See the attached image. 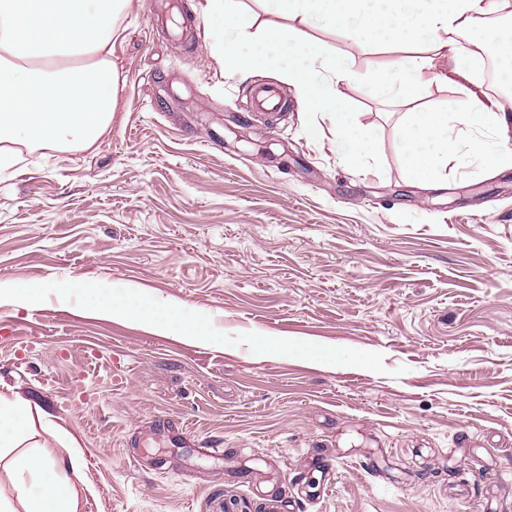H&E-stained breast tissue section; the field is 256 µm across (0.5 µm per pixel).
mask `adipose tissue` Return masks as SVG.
<instances>
[{"instance_id": "obj_1", "label": "adipose tissue", "mask_w": 512, "mask_h": 512, "mask_svg": "<svg viewBox=\"0 0 512 512\" xmlns=\"http://www.w3.org/2000/svg\"><path fill=\"white\" fill-rule=\"evenodd\" d=\"M130 0H0V176L18 163L14 145L44 150H87L112 126L121 81L111 60L112 37ZM268 14L257 24L231 0H205L209 48L225 72L272 69L293 85L308 114L330 122L344 165L357 168L374 153V141L337 87L351 83L350 63L306 38L323 22L383 45L396 58L376 70L369 88L377 96L414 101L438 78L437 57L466 61L465 76L481 71L488 45H503L512 59V31L487 25L492 8L512 0H261ZM233 41H225V29ZM512 113L499 105L469 103L460 110L406 113L401 123L403 158L411 180L435 184L448 177V161L465 146L468 164L480 172L512 169V148L503 138ZM84 312L139 323L151 331L193 343L218 344L209 317L132 290L86 285ZM69 304L70 285H21L0 281V303L40 305L47 297ZM0 468L17 492L5 512H79L84 493L73 436L39 404L0 395Z\"/></svg>"}]
</instances>
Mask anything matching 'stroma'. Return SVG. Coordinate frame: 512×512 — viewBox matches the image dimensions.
<instances>
[{
  "label": "stroma",
  "instance_id": "35a3bbf8",
  "mask_svg": "<svg viewBox=\"0 0 512 512\" xmlns=\"http://www.w3.org/2000/svg\"><path fill=\"white\" fill-rule=\"evenodd\" d=\"M203 0L175 40L153 0L112 38L111 132L0 178V280L135 286L206 311L194 345L55 298L0 306V394L77 440L81 512H512V170L408 177L406 105L368 94L392 53L309 37L351 62L340 85L375 153L345 167L320 117L272 72L224 73ZM435 69L421 105L500 104L486 76ZM290 104L240 117L254 85ZM284 354L255 357L268 338ZM186 427L168 441L159 423Z\"/></svg>",
  "mask_w": 512,
  "mask_h": 512
}]
</instances>
